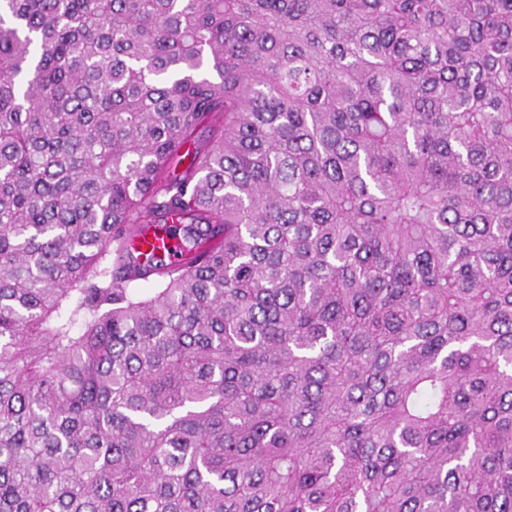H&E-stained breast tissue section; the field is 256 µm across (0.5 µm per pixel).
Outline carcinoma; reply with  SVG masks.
I'll use <instances>...</instances> for the list:
<instances>
[{
  "label": "carcinoma",
  "instance_id": "obj_1",
  "mask_svg": "<svg viewBox=\"0 0 512 512\" xmlns=\"http://www.w3.org/2000/svg\"><path fill=\"white\" fill-rule=\"evenodd\" d=\"M0 512H512V0H0Z\"/></svg>",
  "mask_w": 512,
  "mask_h": 512
}]
</instances>
